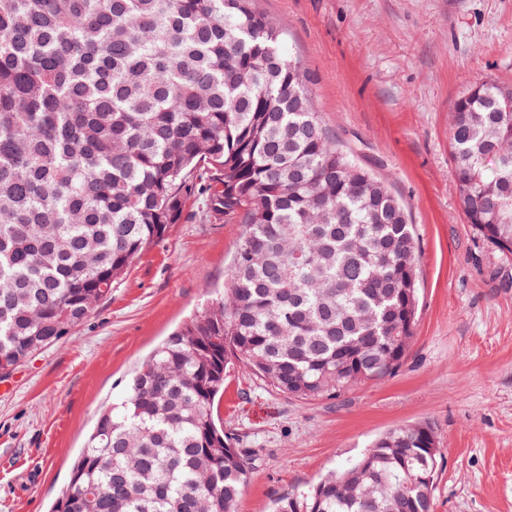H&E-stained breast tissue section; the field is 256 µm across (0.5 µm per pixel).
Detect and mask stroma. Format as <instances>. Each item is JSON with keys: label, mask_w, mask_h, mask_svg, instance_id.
<instances>
[{"label": "stroma", "mask_w": 512, "mask_h": 512, "mask_svg": "<svg viewBox=\"0 0 512 512\" xmlns=\"http://www.w3.org/2000/svg\"><path fill=\"white\" fill-rule=\"evenodd\" d=\"M307 71L316 112L405 204L419 246L413 343L398 371L299 401L242 364L214 416L256 452L237 512H273L421 421L441 460L435 512H512V255L477 237L459 200L449 115L471 85H512V0H257ZM240 219H186L142 252L66 337L0 393V512H49L96 413L231 268Z\"/></svg>", "instance_id": "obj_1"}]
</instances>
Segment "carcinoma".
Here are the masks:
<instances>
[{"label":"carcinoma","instance_id":"carcinoma-1","mask_svg":"<svg viewBox=\"0 0 512 512\" xmlns=\"http://www.w3.org/2000/svg\"><path fill=\"white\" fill-rule=\"evenodd\" d=\"M475 234L512 254V88L452 106ZM242 216L223 292L98 412L52 512H236L253 454L214 418L241 363L300 401L402 365L414 225L314 111L253 0H0V376L71 335L184 218ZM425 422L390 429L275 512H433Z\"/></svg>","mask_w":512,"mask_h":512}]
</instances>
